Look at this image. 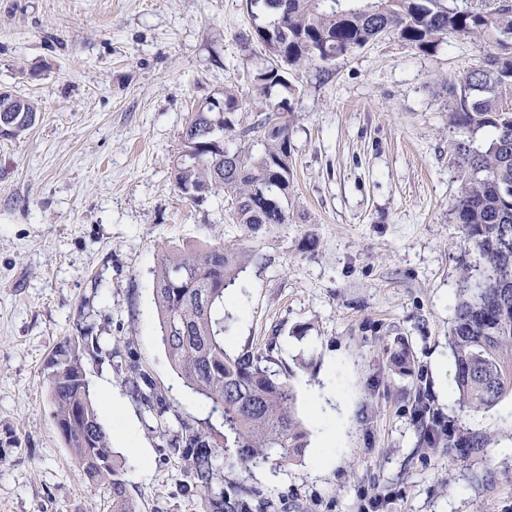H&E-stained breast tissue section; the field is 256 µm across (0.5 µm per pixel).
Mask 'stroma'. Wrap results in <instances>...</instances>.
Segmentation results:
<instances>
[{
	"instance_id": "stroma-1",
	"label": "stroma",
	"mask_w": 512,
	"mask_h": 512,
	"mask_svg": "<svg viewBox=\"0 0 512 512\" xmlns=\"http://www.w3.org/2000/svg\"><path fill=\"white\" fill-rule=\"evenodd\" d=\"M250 28L245 0H0V89L38 108L0 136V512H112L43 383L57 343L87 327L106 355L83 366L138 512H206L163 446L183 423L219 443L224 429L167 358L154 270L161 249L243 236L223 195L183 199L172 164L205 98L233 90L245 124L263 111ZM483 57L461 38L425 54L385 35L288 73L289 222L253 242L225 304L229 349H271L306 431L283 464L246 472L228 454L225 485L264 512H512V395L459 411L448 347L476 255L453 214L445 85ZM132 358L171 414L132 396L116 369Z\"/></svg>"
}]
</instances>
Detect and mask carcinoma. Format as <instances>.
<instances>
[{"label":"carcinoma","mask_w":512,"mask_h":512,"mask_svg":"<svg viewBox=\"0 0 512 512\" xmlns=\"http://www.w3.org/2000/svg\"><path fill=\"white\" fill-rule=\"evenodd\" d=\"M250 37L263 43L268 60L254 75L267 113L242 125L240 101L228 90L205 99L191 113L174 160L181 195L202 203L220 192L231 199L228 219L243 228L236 244L163 249L155 268V304L166 355L195 393L221 413L233 437L241 468L252 470L276 456L301 453L304 431L287 379L269 371V354L247 347L231 354L224 344V293L252 260L250 241L288 223L281 198L288 197L291 140L283 115L288 69L329 64L367 43L393 34L432 54L453 35L488 48L480 65L448 87V123L458 133L487 130L483 151L457 140V166L464 185L453 207L479 257L464 275L448 327L462 411L494 406L512 394V0H486L465 9L443 0H246ZM273 14L272 23L258 22ZM18 111L0 112L7 135L19 136L35 122L37 107L15 99ZM100 352L99 337H66L45 373L52 417L78 471L110 487L112 512H137L120 478L110 435L101 424L82 360ZM127 382L149 412L162 416L170 405L155 391L135 360L125 364ZM169 452L184 465L195 492L211 512H255L254 493L244 485L224 489V447L204 428L180 424Z\"/></svg>","instance_id":"1"}]
</instances>
